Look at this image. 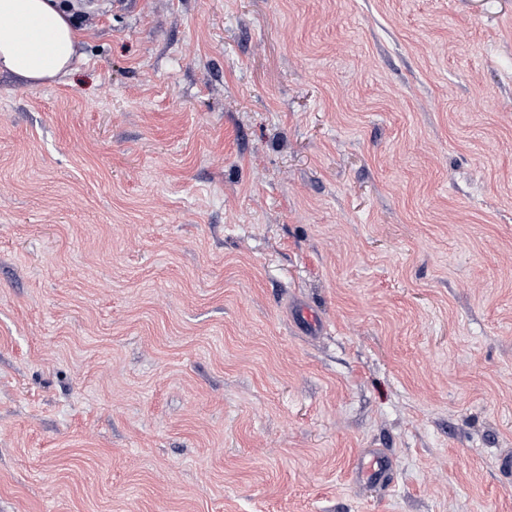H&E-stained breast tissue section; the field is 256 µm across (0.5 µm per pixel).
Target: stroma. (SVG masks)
Listing matches in <instances>:
<instances>
[{
    "label": "stroma",
    "instance_id": "obj_1",
    "mask_svg": "<svg viewBox=\"0 0 512 512\" xmlns=\"http://www.w3.org/2000/svg\"><path fill=\"white\" fill-rule=\"evenodd\" d=\"M87 13L0 73V512H512V0ZM369 461L358 469V476L367 483L386 484L392 476L389 457L379 450L368 452Z\"/></svg>",
    "mask_w": 512,
    "mask_h": 512
}]
</instances>
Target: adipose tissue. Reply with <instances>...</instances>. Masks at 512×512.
<instances>
[{
  "instance_id": "1",
  "label": "adipose tissue",
  "mask_w": 512,
  "mask_h": 512,
  "mask_svg": "<svg viewBox=\"0 0 512 512\" xmlns=\"http://www.w3.org/2000/svg\"><path fill=\"white\" fill-rule=\"evenodd\" d=\"M78 35L59 0H0V70L40 87L68 72Z\"/></svg>"
}]
</instances>
